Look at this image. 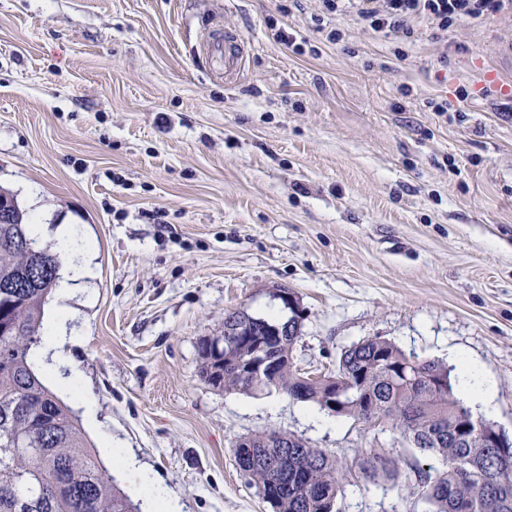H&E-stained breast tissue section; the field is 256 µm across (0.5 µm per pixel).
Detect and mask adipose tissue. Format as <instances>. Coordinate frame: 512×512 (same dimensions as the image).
<instances>
[{
    "instance_id": "1",
    "label": "adipose tissue",
    "mask_w": 512,
    "mask_h": 512,
    "mask_svg": "<svg viewBox=\"0 0 512 512\" xmlns=\"http://www.w3.org/2000/svg\"><path fill=\"white\" fill-rule=\"evenodd\" d=\"M32 234L37 238L50 236L61 250L73 257L72 264L61 274L56 285L54 303L43 326L41 344L32 355L37 362L48 357L58 360L61 359L62 348L68 341L66 322L71 315L68 302L75 290L93 275L92 248L74 224H36L32 227ZM459 375L464 399L478 405L483 413H492L493 384L480 368L463 359L459 362Z\"/></svg>"
}]
</instances>
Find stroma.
Here are the masks:
<instances>
[{
  "instance_id": "35a3bbf8",
  "label": "stroma",
  "mask_w": 512,
  "mask_h": 512,
  "mask_svg": "<svg viewBox=\"0 0 512 512\" xmlns=\"http://www.w3.org/2000/svg\"><path fill=\"white\" fill-rule=\"evenodd\" d=\"M411 26L387 38L320 0H0V188L93 248L77 341L38 372L74 415L96 397L119 453L100 458L134 504L126 455L179 512H272L234 445L277 430L348 464L398 458L397 482L346 486L340 512H429L407 478L432 459L395 433L201 380L200 343L225 313H279L278 287L306 310L303 371L373 336L461 352L512 438V16L444 42ZM228 32L247 45L229 76L207 54Z\"/></svg>"
}]
</instances>
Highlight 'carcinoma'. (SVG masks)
Segmentation results:
<instances>
[{"label": "carcinoma", "instance_id": "1", "mask_svg": "<svg viewBox=\"0 0 512 512\" xmlns=\"http://www.w3.org/2000/svg\"><path fill=\"white\" fill-rule=\"evenodd\" d=\"M13 223L0 224V512H136L97 458L78 419L43 382L29 361L41 342L43 308L59 265L37 247L25 213L3 194ZM264 317L237 310L224 316V348L234 336H253L277 364L276 387L243 373L236 354L215 356L199 346L200 377L226 392L283 393L322 411L355 421H384L407 447L428 453L440 466L415 478L430 512H512V446L485 448L462 427L475 420L452 382L453 368L407 354L374 336L343 349L331 377L336 408L326 389L301 381L288 365L301 337L302 313ZM274 448L234 450L247 467L244 482L273 512H339L337 498L351 469L307 441L272 430ZM365 482L397 479L398 462L383 451L359 452Z\"/></svg>", "mask_w": 512, "mask_h": 512}]
</instances>
